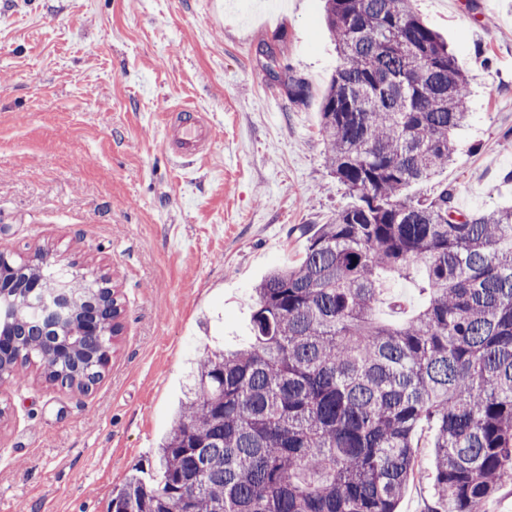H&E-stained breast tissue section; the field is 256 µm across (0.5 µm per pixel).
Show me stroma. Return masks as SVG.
Returning a JSON list of instances; mask_svg holds the SVG:
<instances>
[{"mask_svg":"<svg viewBox=\"0 0 512 512\" xmlns=\"http://www.w3.org/2000/svg\"><path fill=\"white\" fill-rule=\"evenodd\" d=\"M323 0H0V253L49 248L69 280L109 274L116 351L88 394L30 368L0 383V512H109L157 478L191 371L250 339L253 289L301 259L302 225L354 202L320 103L338 64ZM471 77V115L434 181L461 211L512 201V0H415ZM293 78L312 88L291 101ZM188 103L211 143L186 176L165 146Z\"/></svg>","mask_w":512,"mask_h":512,"instance_id":"obj_1","label":"stroma"}]
</instances>
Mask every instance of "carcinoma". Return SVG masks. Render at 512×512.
Returning <instances> with one entry per match:
<instances>
[{
	"label": "carcinoma",
	"mask_w": 512,
	"mask_h": 512,
	"mask_svg": "<svg viewBox=\"0 0 512 512\" xmlns=\"http://www.w3.org/2000/svg\"><path fill=\"white\" fill-rule=\"evenodd\" d=\"M340 63L320 107L326 155L356 202L300 227L301 261L255 288L253 340L215 349L192 373L160 480L129 475L112 512H396L421 475L416 448L433 433L435 507L480 512L512 480V204L464 213L456 189L408 187L448 167L453 131L469 119L471 85L414 0H324ZM21 263L5 276L0 319L21 336L11 377L39 362L50 381L101 377L112 335L46 355ZM393 276L423 302L384 321L376 304ZM107 275L74 285L89 305Z\"/></svg>",
	"instance_id": "obj_1"
}]
</instances>
